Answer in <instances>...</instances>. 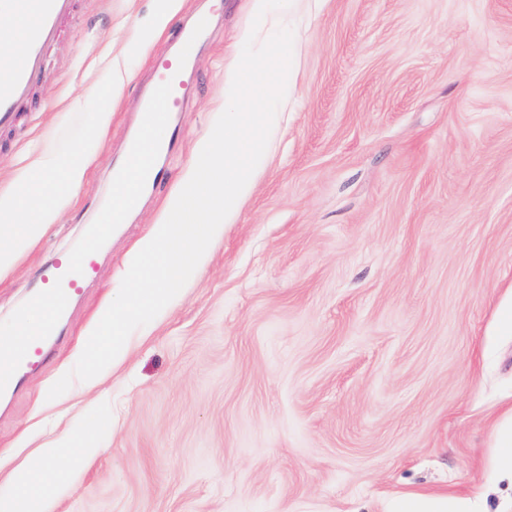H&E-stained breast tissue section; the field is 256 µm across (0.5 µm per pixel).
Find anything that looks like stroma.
I'll use <instances>...</instances> for the list:
<instances>
[{"label": "stroma", "instance_id": "obj_1", "mask_svg": "<svg viewBox=\"0 0 512 512\" xmlns=\"http://www.w3.org/2000/svg\"><path fill=\"white\" fill-rule=\"evenodd\" d=\"M248 2L183 0L137 56L155 0H78L36 111L0 138L11 197L111 112L79 193L0 278L1 328L97 224L157 64L192 13L212 14L157 180L104 240L46 366L0 400V496L48 440L96 429L51 512H390L409 493L512 512L494 432L512 411V332L496 323L512 298V0H303L295 91L235 223L124 364L48 399L212 132Z\"/></svg>", "mask_w": 512, "mask_h": 512}]
</instances>
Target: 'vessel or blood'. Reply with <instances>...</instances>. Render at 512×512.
I'll return each mask as SVG.
<instances>
[{
	"label": "vessel or blood",
	"mask_w": 512,
	"mask_h": 512,
	"mask_svg": "<svg viewBox=\"0 0 512 512\" xmlns=\"http://www.w3.org/2000/svg\"><path fill=\"white\" fill-rule=\"evenodd\" d=\"M75 5L76 0H0V15L23 14L29 18L18 54L0 59V132L12 131L21 115L31 110L36 85L48 65V51ZM209 25V15L201 13L189 29L180 32L183 52H191ZM184 78L181 61L174 59L161 65L142 101L143 112L156 115L181 111ZM107 231L104 224L92 227L78 255L58 261L42 274L40 287L30 295L25 308L44 311L45 316L26 336L7 337L8 352L0 357V396L14 392L20 380L44 366L48 341L55 336L69 300L81 292L84 280L94 275L98 248Z\"/></svg>",
	"instance_id": "1"
}]
</instances>
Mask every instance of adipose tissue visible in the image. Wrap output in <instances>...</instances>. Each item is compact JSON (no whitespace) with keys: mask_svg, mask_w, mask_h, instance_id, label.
<instances>
[{"mask_svg":"<svg viewBox=\"0 0 512 512\" xmlns=\"http://www.w3.org/2000/svg\"><path fill=\"white\" fill-rule=\"evenodd\" d=\"M97 141L83 142L67 157L47 154L39 165V187L16 197L0 199V275L19 255L38 241L53 222L58 200L71 197L83 184ZM99 436L89 430L79 436L54 439L32 466L13 474L15 491L0 497V512H48V491L65 481L73 468L96 453ZM470 500L445 494H407L394 512H470Z\"/></svg>","mask_w":512,"mask_h":512,"instance_id":"ef3b65f1","label":"adipose tissue"}]
</instances>
